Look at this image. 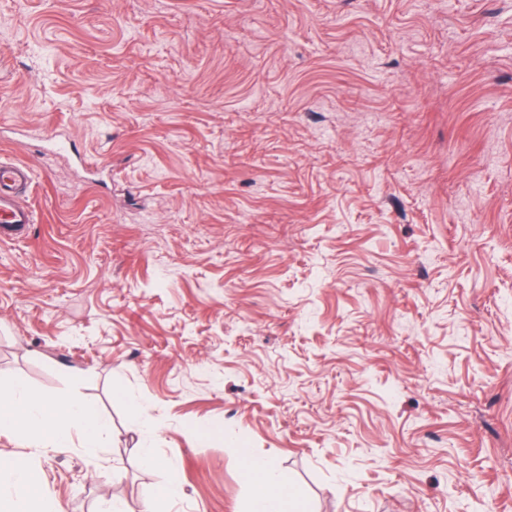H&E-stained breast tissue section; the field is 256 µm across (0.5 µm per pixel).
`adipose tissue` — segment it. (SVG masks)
<instances>
[{
    "instance_id": "obj_1",
    "label": "adipose tissue",
    "mask_w": 512,
    "mask_h": 512,
    "mask_svg": "<svg viewBox=\"0 0 512 512\" xmlns=\"http://www.w3.org/2000/svg\"><path fill=\"white\" fill-rule=\"evenodd\" d=\"M107 429V422L81 400L47 399L21 379L0 390V432L18 440L58 452L79 442L88 448V460L95 465L99 462L95 452L97 441ZM241 455L258 483L250 512H293L297 506L295 497L277 467L269 460L253 456L249 449H242ZM18 504L30 507L31 512H62L57 501L36 496L27 457H1L0 512H12Z\"/></svg>"
}]
</instances>
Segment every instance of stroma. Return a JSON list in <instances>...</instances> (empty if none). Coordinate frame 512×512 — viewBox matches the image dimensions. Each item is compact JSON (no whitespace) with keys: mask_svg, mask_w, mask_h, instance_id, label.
I'll return each instance as SVG.
<instances>
[{"mask_svg":"<svg viewBox=\"0 0 512 512\" xmlns=\"http://www.w3.org/2000/svg\"><path fill=\"white\" fill-rule=\"evenodd\" d=\"M1 157L0 387L112 427L0 433L64 512H249L241 445L304 512H512V0H0ZM29 180L26 164L0 160V241L21 236L35 223L34 211L18 206L14 200L16 189ZM107 429V422L79 399L49 400L33 392L22 379L0 390L1 433L58 452L73 448L78 439L82 448H88V460L95 469L100 467L97 441Z\"/></svg>","mask_w":512,"mask_h":512,"instance_id":"obj_1","label":"stroma"}]
</instances>
